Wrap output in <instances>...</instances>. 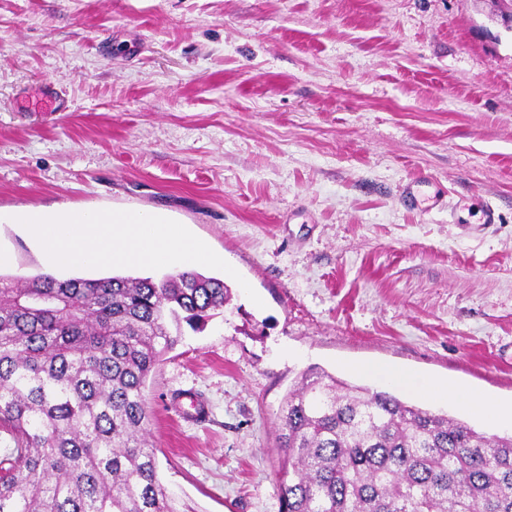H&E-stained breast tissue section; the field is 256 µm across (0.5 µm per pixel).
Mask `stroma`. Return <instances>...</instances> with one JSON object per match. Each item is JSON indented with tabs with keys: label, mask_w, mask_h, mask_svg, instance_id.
Masks as SVG:
<instances>
[{
	"label": "stroma",
	"mask_w": 512,
	"mask_h": 512,
	"mask_svg": "<svg viewBox=\"0 0 512 512\" xmlns=\"http://www.w3.org/2000/svg\"><path fill=\"white\" fill-rule=\"evenodd\" d=\"M62 204L162 210L241 276L144 390L195 512H280V409L308 370L512 402V31L486 0H0V207ZM0 248L1 274L45 269L22 225Z\"/></svg>",
	"instance_id": "35a3bbf8"
}]
</instances>
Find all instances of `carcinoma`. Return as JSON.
<instances>
[{"mask_svg": "<svg viewBox=\"0 0 512 512\" xmlns=\"http://www.w3.org/2000/svg\"><path fill=\"white\" fill-rule=\"evenodd\" d=\"M231 298L192 269L0 275V512H190L158 473L143 388ZM280 512H512V435L318 371L281 409ZM112 270L114 274H132L134 276H153V277H161L164 274L175 273L177 271L186 270V268H181L178 266L161 268L159 270H145L142 268L136 267H114V268H102V269H85V268H72L62 272H59V275H79L85 277H103L112 275Z\"/></svg>", "mask_w": 512, "mask_h": 512, "instance_id": "obj_1", "label": "carcinoma"}]
</instances>
